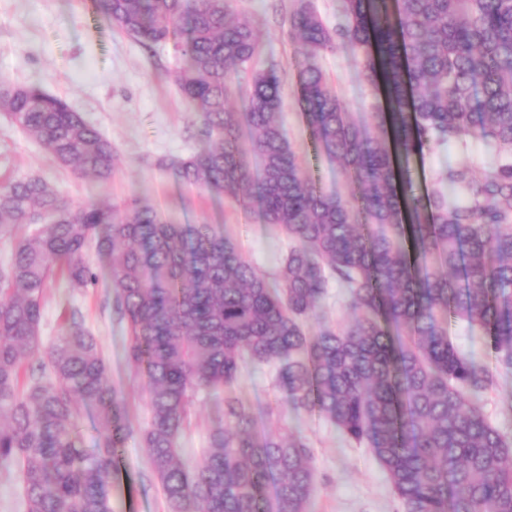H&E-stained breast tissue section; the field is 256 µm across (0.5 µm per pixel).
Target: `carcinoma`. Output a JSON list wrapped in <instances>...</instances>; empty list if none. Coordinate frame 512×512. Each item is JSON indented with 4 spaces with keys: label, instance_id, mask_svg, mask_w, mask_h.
<instances>
[{
    "label": "carcinoma",
    "instance_id": "1",
    "mask_svg": "<svg viewBox=\"0 0 512 512\" xmlns=\"http://www.w3.org/2000/svg\"><path fill=\"white\" fill-rule=\"evenodd\" d=\"M111 25L153 52L171 44L201 147L163 162L175 183L239 198L291 242L270 277L211 224H170L137 201L64 203L38 177L0 187V229L44 213L0 269V465H14L26 512H112V478L133 434L123 393L77 311L49 346L40 334L55 277L94 288L83 258L112 266L113 309L128 329L127 359L144 377L151 420L141 432L167 512H310L316 491L305 437L283 438L288 413L318 414L372 448L401 512H512V437L482 400L497 373L461 353L448 323L486 338L512 373V0H339L328 26L310 0L289 17L298 102L317 149L357 191L316 186L278 120L285 77L255 70L240 110L230 75L260 41L230 0H92ZM349 48L386 109L350 118L315 59ZM7 113L61 166L107 182L112 142L60 98L36 87L0 94ZM259 160L244 158L242 128ZM485 145L477 172L449 164L421 193L401 159L426 149ZM336 286L353 319L306 329ZM271 365L281 402L257 411L236 395L203 456L178 459L200 393L231 391L248 366ZM96 414V448L81 447V407Z\"/></svg>",
    "mask_w": 512,
    "mask_h": 512
}]
</instances>
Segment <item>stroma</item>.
<instances>
[{"mask_svg":"<svg viewBox=\"0 0 512 512\" xmlns=\"http://www.w3.org/2000/svg\"><path fill=\"white\" fill-rule=\"evenodd\" d=\"M294 0H233L238 17L253 24L261 41L258 68L286 74L279 119L297 159L329 192L349 196L352 186L340 166L315 149L297 102L298 60L289 38ZM339 99L353 120L369 121L384 106L383 95L359 73L349 48L318 57ZM180 63L172 46L145 52L117 27L95 13L90 0H0V86H35L65 100L109 138L119 166L109 182L75 174L60 166L35 140L0 114V183L36 176L50 183L68 204H120L132 199L155 207L172 224L207 223L233 237L257 269L274 273L288 250L287 239L244 209L234 195L218 197L177 185L163 168L165 160L199 148L197 113L186 111L176 82ZM490 157L481 144L468 151L438 148L413 159L422 190L435 186L447 163L483 169ZM99 274L96 287L76 289L63 277L45 291L41 336L60 335L65 309H77L95 336L108 364V382L125 397L135 430L124 447L112 483V512H166L162 488L153 475L140 430L150 420L141 378L126 358L127 325L112 311V272L96 251L85 254ZM236 392L247 403L273 404L280 394L271 367L243 372ZM223 395L206 394L195 404L194 424L178 441L185 461L200 459L217 424ZM491 423L512 435V374L500 375L484 398ZM290 430L312 446L317 491L311 512H400L387 474L371 449L343 440L318 415L289 417Z\"/></svg>","mask_w":512,"mask_h":512,"instance_id":"1","label":"stroma"}]
</instances>
